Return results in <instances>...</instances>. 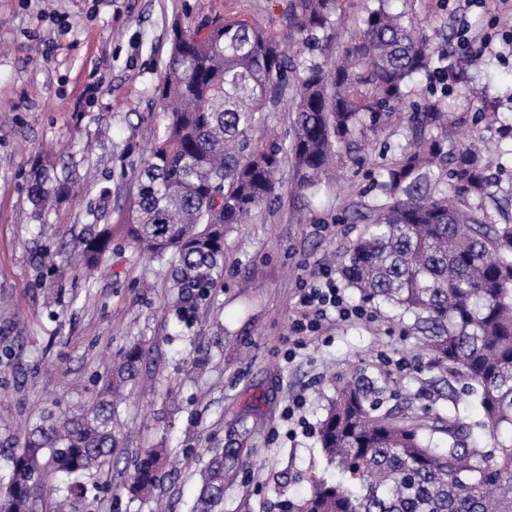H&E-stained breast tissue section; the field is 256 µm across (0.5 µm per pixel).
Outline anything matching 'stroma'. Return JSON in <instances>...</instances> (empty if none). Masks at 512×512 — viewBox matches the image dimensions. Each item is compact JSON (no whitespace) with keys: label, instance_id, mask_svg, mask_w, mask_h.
<instances>
[{"label":"stroma","instance_id":"obj_1","mask_svg":"<svg viewBox=\"0 0 512 512\" xmlns=\"http://www.w3.org/2000/svg\"><path fill=\"white\" fill-rule=\"evenodd\" d=\"M285 10L286 0H0V478L42 411L91 406L109 362L135 344L144 357L125 408L124 458L171 449L156 490L170 512H188L209 450L235 442L254 456L226 487L224 512H278V501L297 499L324 472L317 424L340 377L387 372L413 412L447 409L448 390L431 384L409 319L390 306L325 322L287 357L299 290L362 233L347 204L369 191L395 133L372 144L369 165L330 175L310 202L281 189L229 231L224 279L191 331L167 308L165 268L126 238L115 237L110 265L84 272L78 241L89 203L109 186L113 205L124 204L119 174L162 128L155 89L173 24L220 13L281 31ZM415 12L426 32H467L491 64L483 86L512 110V48L503 41L512 0H415ZM45 148L72 171L76 194L37 218L26 186ZM297 398L302 427L288 415ZM125 479L114 468L92 512H152Z\"/></svg>","mask_w":512,"mask_h":512}]
</instances>
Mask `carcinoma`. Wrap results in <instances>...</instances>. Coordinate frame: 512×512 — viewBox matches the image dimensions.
<instances>
[{
    "label": "carcinoma",
    "instance_id": "1",
    "mask_svg": "<svg viewBox=\"0 0 512 512\" xmlns=\"http://www.w3.org/2000/svg\"><path fill=\"white\" fill-rule=\"evenodd\" d=\"M368 0L346 46L337 41L344 0H288L289 52L278 32L216 15L177 24L161 86L164 130L131 173L135 188L115 224H103L109 193L90 209L79 238L85 265L112 255L117 231L140 254L171 270L172 312L191 326L224 275V229L245 224L277 196L293 171V191L313 198L337 162L362 166L363 142L393 127L403 138L373 178V193L352 203L365 225L340 263L346 286L365 304H388L412 320L436 378L447 382L448 410L406 413L388 375L338 382L318 422L320 449L336 478L314 476L284 512H512V224L490 220L491 178L482 154L458 139L467 114L448 105L466 93L479 55L438 46L411 16L410 0ZM294 114L288 144L264 136L272 112ZM482 118L512 126V113L484 100ZM49 159L27 182L35 215L70 196ZM142 349L112 363L110 381L89 408L48 412L11 451L0 512H34L45 464L66 480L58 512H86L82 479L112 468L123 439L121 406L133 391ZM473 395L488 448L473 438L456 404ZM165 448H142L126 486L152 492ZM251 449L214 448L197 472L190 512H224V489Z\"/></svg>",
    "mask_w": 512,
    "mask_h": 512
}]
</instances>
